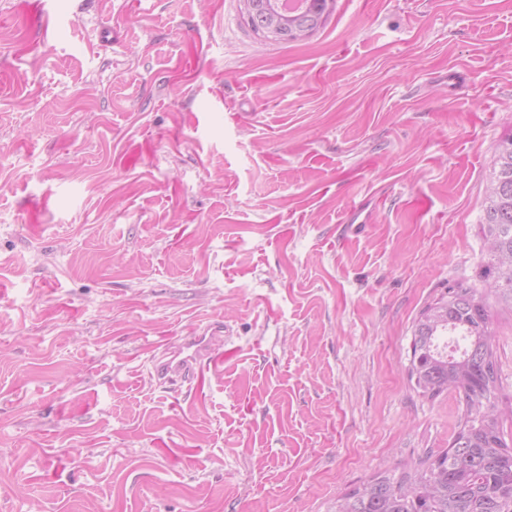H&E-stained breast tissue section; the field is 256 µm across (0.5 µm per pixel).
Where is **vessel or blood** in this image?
<instances>
[{
    "label": "vessel or blood",
    "mask_w": 512,
    "mask_h": 512,
    "mask_svg": "<svg viewBox=\"0 0 512 512\" xmlns=\"http://www.w3.org/2000/svg\"><path fill=\"white\" fill-rule=\"evenodd\" d=\"M232 332L222 319L209 318L194 328L175 348H165L152 357L153 374L159 384L195 379L206 368L222 369L225 358L239 354Z\"/></svg>",
    "instance_id": "1"
}]
</instances>
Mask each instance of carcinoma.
Returning a JSON list of instances; mask_svg holds the SVG:
<instances>
[{"label":"carcinoma","mask_w":512,"mask_h":512,"mask_svg":"<svg viewBox=\"0 0 512 512\" xmlns=\"http://www.w3.org/2000/svg\"><path fill=\"white\" fill-rule=\"evenodd\" d=\"M329 14L328 0H303L288 23L314 33ZM482 224L491 257L485 275L498 301L512 308V138L499 147ZM408 376L425 395L452 390L464 401L450 448L397 478L371 476L336 499L332 512H512V447L498 420L489 316L475 289L450 288L422 311Z\"/></svg>","instance_id":"cac0c4a2"}]
</instances>
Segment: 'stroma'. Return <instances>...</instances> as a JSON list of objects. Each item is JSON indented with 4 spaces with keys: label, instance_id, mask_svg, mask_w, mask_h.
I'll list each match as a JSON object with an SVG mask.
<instances>
[{
    "label": "stroma",
    "instance_id": "stroma-1",
    "mask_svg": "<svg viewBox=\"0 0 512 512\" xmlns=\"http://www.w3.org/2000/svg\"><path fill=\"white\" fill-rule=\"evenodd\" d=\"M512 138V0H0V512H327L448 449L408 378L452 288L512 310L482 224ZM242 353L164 387L158 346ZM303 7L288 12V23L299 31L316 32L330 14L329 0H300ZM247 22H248V25L251 27V29L255 33L263 36L267 40H272V41L278 42V43H281V42L289 43V42L299 41L297 39H305L308 35V32L307 33H299V32H294L292 30H288V28L285 27V25L282 22H280L279 18L275 17L269 22V26L266 30L267 34L272 38L271 39L265 33L267 17L265 16V14L262 11L247 13ZM288 37H296L297 39H289ZM279 38H288V39H279ZM273 39H279V40H273Z\"/></svg>",
    "mask_w": 512,
    "mask_h": 512
}]
</instances>
